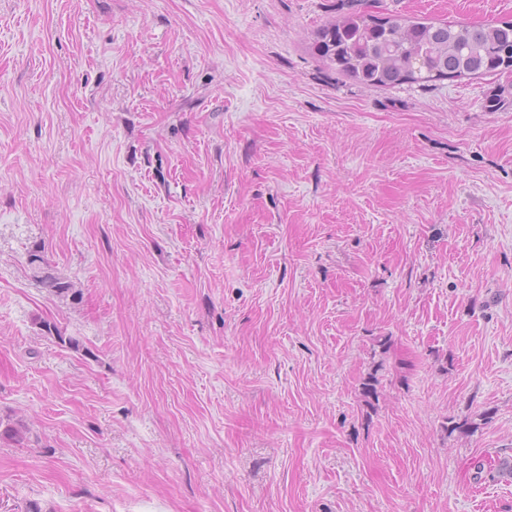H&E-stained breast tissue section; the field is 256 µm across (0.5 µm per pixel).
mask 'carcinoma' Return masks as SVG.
<instances>
[{
    "mask_svg": "<svg viewBox=\"0 0 512 512\" xmlns=\"http://www.w3.org/2000/svg\"><path fill=\"white\" fill-rule=\"evenodd\" d=\"M512 47V22L480 26L380 17L354 10L328 23L316 36L315 49L329 67L375 87L454 79L512 70L503 51ZM29 264L42 288L76 302L80 291L69 277L37 253ZM30 427L16 415L0 417V442L22 446Z\"/></svg>",
    "mask_w": 512,
    "mask_h": 512,
    "instance_id": "cac0c4a2",
    "label": "carcinoma"
}]
</instances>
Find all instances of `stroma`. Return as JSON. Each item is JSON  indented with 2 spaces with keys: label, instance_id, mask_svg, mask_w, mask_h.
I'll list each match as a JSON object with an SVG mask.
<instances>
[{
  "label": "stroma",
  "instance_id": "35a3bbf8",
  "mask_svg": "<svg viewBox=\"0 0 512 512\" xmlns=\"http://www.w3.org/2000/svg\"><path fill=\"white\" fill-rule=\"evenodd\" d=\"M362 6L0 0V512H512V72L354 81ZM29 264L32 266L37 282L50 294L72 302L79 301L80 291L76 288L74 281L48 265L41 255L31 253ZM30 427L25 418L16 415L0 417V442L22 446L29 439Z\"/></svg>",
  "mask_w": 512,
  "mask_h": 512
}]
</instances>
